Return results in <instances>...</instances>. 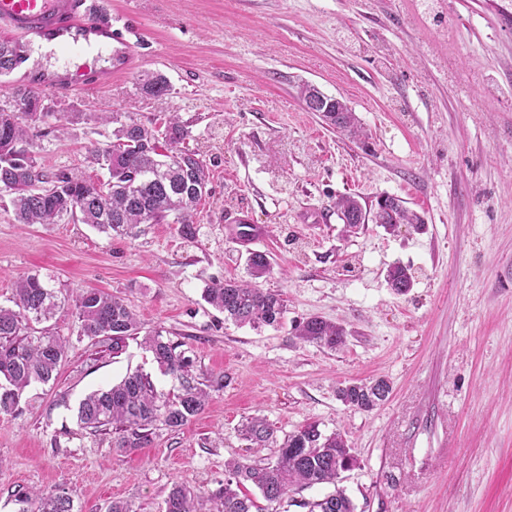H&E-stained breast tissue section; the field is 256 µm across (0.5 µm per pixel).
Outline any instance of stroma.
<instances>
[{"label":"stroma","mask_w":512,"mask_h":512,"mask_svg":"<svg viewBox=\"0 0 512 512\" xmlns=\"http://www.w3.org/2000/svg\"><path fill=\"white\" fill-rule=\"evenodd\" d=\"M111 17L127 66L98 87L47 93L32 153L46 174L106 170L86 161L112 138L101 109L142 122L175 112L187 148L209 173L198 234L142 224L106 236L87 224H17L0 199V304L16 278L51 275L57 288L125 299L143 330L183 343L202 377H223L205 410L155 429L143 448L91 435L76 410L127 373H160L138 340L78 339L72 308L38 329L70 338L53 383L31 387L0 414V512L15 495L63 488L74 512L110 502L159 512L173 482L216 489L224 463L248 455L246 418L277 440L308 423L339 433L357 460L342 485L357 512H512V0H90ZM163 73L169 95L147 94ZM309 82L347 102L364 135L353 139L306 111ZM364 209L388 194L425 219L387 233L366 223L345 235L334 202ZM246 215L263 238L244 245ZM267 253L261 288L281 293L279 327L227 322L202 298L206 283L249 280L250 251ZM400 263L414 286L394 294ZM317 315L347 328L340 349L303 343L294 326ZM387 378L372 411L344 405L339 387ZM387 283L395 294H406L413 288V275L402 265H393L387 271Z\"/></svg>","instance_id":"stroma-1"}]
</instances>
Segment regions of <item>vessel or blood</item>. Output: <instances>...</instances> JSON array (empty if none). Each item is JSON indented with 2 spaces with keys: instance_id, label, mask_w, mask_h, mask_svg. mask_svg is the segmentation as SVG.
<instances>
[{
  "instance_id": "obj_1",
  "label": "vessel or blood",
  "mask_w": 512,
  "mask_h": 512,
  "mask_svg": "<svg viewBox=\"0 0 512 512\" xmlns=\"http://www.w3.org/2000/svg\"><path fill=\"white\" fill-rule=\"evenodd\" d=\"M0 29L29 44L39 41L62 49L115 36L111 21L93 15L86 0H0ZM100 78L96 70L83 67L72 72H35L31 82L49 90H70L94 86Z\"/></svg>"
}]
</instances>
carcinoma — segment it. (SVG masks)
<instances>
[{
	"label": "carcinoma",
	"instance_id": "cac0c4a2",
	"mask_svg": "<svg viewBox=\"0 0 512 512\" xmlns=\"http://www.w3.org/2000/svg\"><path fill=\"white\" fill-rule=\"evenodd\" d=\"M21 48L0 42V75L15 69ZM145 91L161 97L171 85L162 74L149 77ZM14 100L23 111L0 112V194L9 197L15 220L20 224H59L70 217L89 224L101 233L130 235L139 224L178 225L184 238L197 233L196 207L208 194L209 176L198 153L180 147L189 136L178 113L168 115L163 126L145 124L120 112L102 111L96 120L114 124L112 141L89 151L87 159L107 170V181L96 184L71 171L51 179L42 178L36 161L25 144L31 126L49 116L39 110L43 97L28 87H18ZM330 126L360 135L354 112L339 102L329 104L322 115ZM339 216L347 217L345 231L360 226L363 207L356 196L344 194L334 202ZM375 222L394 233L402 225L420 229L425 219L392 197L377 201ZM253 280L214 282L203 289L204 301L224 314V319L253 327L277 326L287 311L281 294L261 288L257 280L270 273L271 262L261 251L250 253ZM387 283L400 295L413 288V275L402 265L387 271ZM71 306L78 319L77 338H107L112 349L140 333L136 314L123 298L86 288L62 293L51 279L27 273L16 281L13 306H0V413H14L28 388L56 379L66 356L69 339L53 334L34 335L32 324L51 320L56 312ZM296 338L333 350L345 343L346 328L320 316H311L294 328ZM163 373L177 381V392L157 390L151 376L136 371L106 389L88 394L77 409L79 428L93 433L110 430L118 434L116 447L143 448L150 442L153 427L185 425L200 414L210 391L224 387L221 378L204 383L196 374L194 359L183 344L149 331L142 339ZM392 391L390 382L377 378L350 382L338 390L339 399L361 411H371ZM243 432L255 447L274 441L275 430L266 419L252 417ZM356 463L346 440L339 433L323 434L310 423L288 435L279 445L276 459L268 462L233 460L224 465V483L213 491H195L179 482L172 484L162 512H198L195 503L207 500L210 512H278L290 493L303 487L334 484L341 472ZM258 490L254 497L248 487ZM17 512H73V498L61 491H34L17 500ZM308 512H356V506L338 488L320 500L303 502Z\"/></svg>",
	"mask_w": 512,
	"mask_h": 512
}]
</instances>
